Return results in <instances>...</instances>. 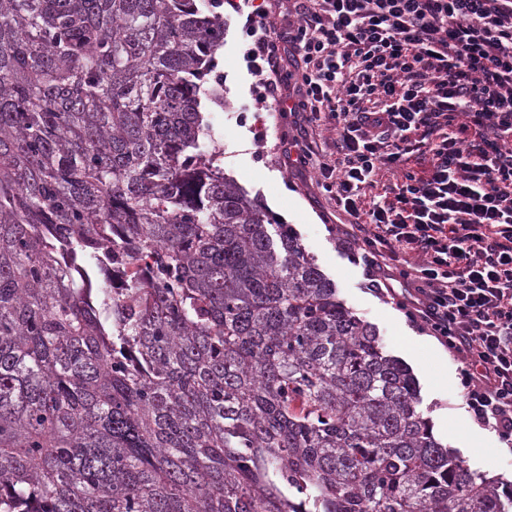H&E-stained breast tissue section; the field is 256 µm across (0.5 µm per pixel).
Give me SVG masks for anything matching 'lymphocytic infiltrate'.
Instances as JSON below:
<instances>
[{
	"instance_id": "f902f5d3",
	"label": "lymphocytic infiltrate",
	"mask_w": 512,
	"mask_h": 512,
	"mask_svg": "<svg viewBox=\"0 0 512 512\" xmlns=\"http://www.w3.org/2000/svg\"><path fill=\"white\" fill-rule=\"evenodd\" d=\"M281 9L250 29L265 97L334 132L318 180L354 220L346 243L512 450V0H297L285 24ZM417 151L423 176L406 168ZM384 168L392 200L363 209Z\"/></svg>"
}]
</instances>
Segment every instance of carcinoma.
Wrapping results in <instances>:
<instances>
[{
	"mask_svg": "<svg viewBox=\"0 0 512 512\" xmlns=\"http://www.w3.org/2000/svg\"><path fill=\"white\" fill-rule=\"evenodd\" d=\"M199 0H0V512H512L224 176Z\"/></svg>",
	"mask_w": 512,
	"mask_h": 512,
	"instance_id": "1",
	"label": "carcinoma"
}]
</instances>
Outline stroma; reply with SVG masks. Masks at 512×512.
Here are the masks:
<instances>
[{"instance_id": "35a3bbf8", "label": "stroma", "mask_w": 512, "mask_h": 512, "mask_svg": "<svg viewBox=\"0 0 512 512\" xmlns=\"http://www.w3.org/2000/svg\"><path fill=\"white\" fill-rule=\"evenodd\" d=\"M224 45L215 70L224 91V106H211L207 119L224 148V172L276 223L299 233L305 250L336 285L337 294L363 320L372 324L385 351L406 359L407 338L418 337L421 350L438 348V341L411 324L390 300L367 285L357 249L344 244L338 227L351 219L338 211L317 181L315 165H286L283 145L297 130L291 120L263 100L249 72L246 55L252 40L247 34L249 7L243 0H226ZM277 186L293 202L279 207L269 188ZM458 362L445 356L439 372L421 368L414 375L420 386V408L433 426L434 437L463 460L472 472L500 479L502 491L512 490V452L502 448L494 431L473 422L465 409L457 374Z\"/></svg>"}]
</instances>
